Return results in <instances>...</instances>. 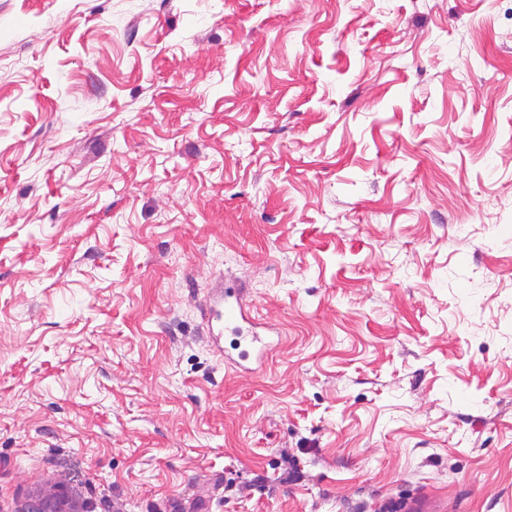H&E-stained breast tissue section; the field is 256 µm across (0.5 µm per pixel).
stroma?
<instances>
[{"mask_svg": "<svg viewBox=\"0 0 512 512\" xmlns=\"http://www.w3.org/2000/svg\"><path fill=\"white\" fill-rule=\"evenodd\" d=\"M40 487L512 512V0H0V512ZM245 288L223 287L215 290L206 302L205 312L208 324L209 339L212 341L220 355L224 354V330L232 329L238 338V347L242 342L246 347L256 353L266 345L267 339L255 333L243 334L241 322L249 323L247 317L248 305L244 301ZM224 361L233 368L241 362L232 355L224 354ZM441 500L424 492H415L402 500L396 510L400 512H441L445 511Z\"/></svg>", "mask_w": 512, "mask_h": 512, "instance_id": "stroma-1", "label": "stroma"}]
</instances>
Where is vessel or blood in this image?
<instances>
[{
    "mask_svg": "<svg viewBox=\"0 0 512 512\" xmlns=\"http://www.w3.org/2000/svg\"><path fill=\"white\" fill-rule=\"evenodd\" d=\"M246 291L242 288L223 287L216 289L205 306L210 339L216 349L224 347L225 330L239 332L243 342L253 352H260L266 345L264 337L254 333L241 334V324L247 319V305L244 301ZM444 505L435 496L424 492H415L403 499L399 512H443Z\"/></svg>",
    "mask_w": 512,
    "mask_h": 512,
    "instance_id": "b4317fda",
    "label": "vessel or blood"
}]
</instances>
